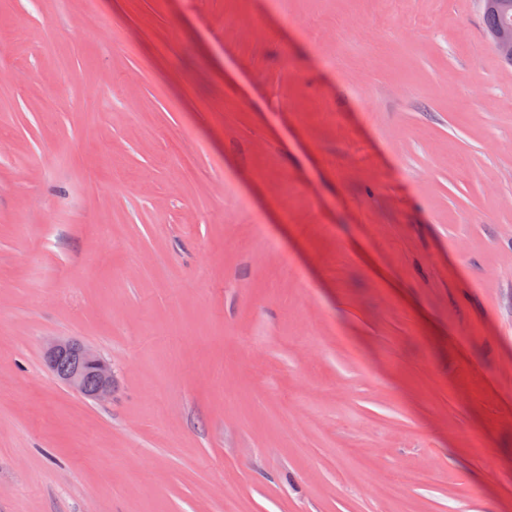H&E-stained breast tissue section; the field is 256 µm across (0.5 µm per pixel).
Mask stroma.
Returning <instances> with one entry per match:
<instances>
[{
    "mask_svg": "<svg viewBox=\"0 0 512 512\" xmlns=\"http://www.w3.org/2000/svg\"><path fill=\"white\" fill-rule=\"evenodd\" d=\"M0 37V512H512L480 0H0ZM45 361L70 390L88 399L112 398L115 376L112 363L99 352L77 341H53L45 349Z\"/></svg>",
    "mask_w": 512,
    "mask_h": 512,
    "instance_id": "35a3bbf8",
    "label": "stroma"
}]
</instances>
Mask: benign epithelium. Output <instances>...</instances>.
Wrapping results in <instances>:
<instances>
[{
    "instance_id": "obj_1",
    "label": "benign epithelium",
    "mask_w": 512,
    "mask_h": 512,
    "mask_svg": "<svg viewBox=\"0 0 512 512\" xmlns=\"http://www.w3.org/2000/svg\"><path fill=\"white\" fill-rule=\"evenodd\" d=\"M496 8L506 20L489 33L488 40L500 58L511 60L512 0H497ZM45 361L73 392L98 402L112 398L115 387L112 363L93 348L72 340L53 341L45 349Z\"/></svg>"
}]
</instances>
